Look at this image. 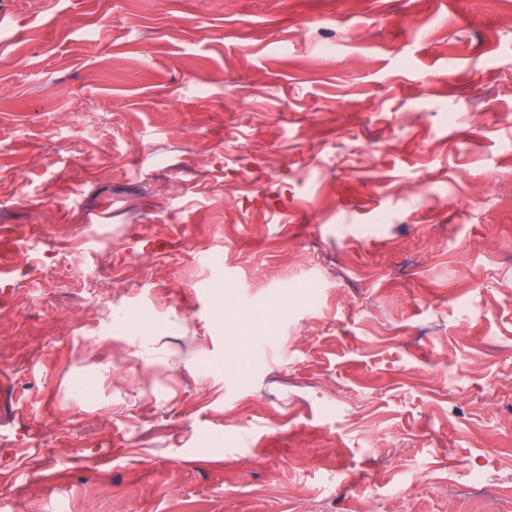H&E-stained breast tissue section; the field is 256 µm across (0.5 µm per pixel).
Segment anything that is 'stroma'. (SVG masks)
Returning a JSON list of instances; mask_svg holds the SVG:
<instances>
[{
    "label": "stroma",
    "mask_w": 512,
    "mask_h": 512,
    "mask_svg": "<svg viewBox=\"0 0 512 512\" xmlns=\"http://www.w3.org/2000/svg\"><path fill=\"white\" fill-rule=\"evenodd\" d=\"M1 225L0 512H512V0H0Z\"/></svg>",
    "instance_id": "35a3bbf8"
}]
</instances>
